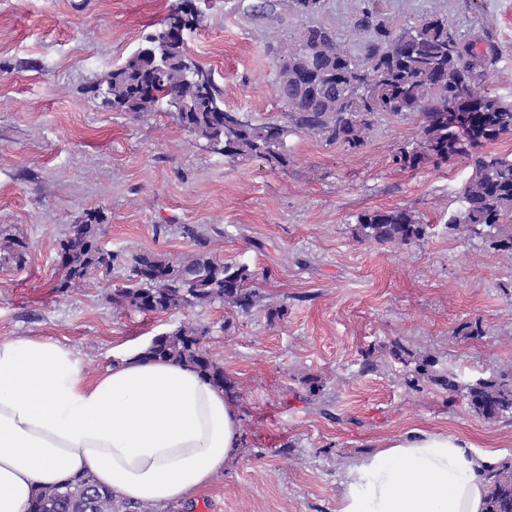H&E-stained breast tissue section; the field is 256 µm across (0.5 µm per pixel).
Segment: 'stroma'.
<instances>
[{
  "label": "stroma",
  "mask_w": 512,
  "mask_h": 512,
  "mask_svg": "<svg viewBox=\"0 0 512 512\" xmlns=\"http://www.w3.org/2000/svg\"><path fill=\"white\" fill-rule=\"evenodd\" d=\"M178 0H0V234L26 243L0 259V336H51L93 378L117 345L142 347L191 323L237 385L238 457L187 512H335L352 461L408 431L461 435L512 458V419L486 421L429 380L411 386L391 355L401 344L466 385L512 369V253L445 224L470 156L394 165L416 115L376 114L362 149L290 134L287 170L230 163L175 114L113 112L87 94L163 24ZM260 0H207L188 54L211 70L224 109L254 124L281 122L276 61L266 46L299 27L252 13ZM393 30L446 17L489 36L500 57L485 86L512 99V0H374ZM360 0H328L319 21L353 56ZM408 206L432 229L403 245L356 238L366 210ZM101 210L106 249L175 258L203 234L218 258L255 270L250 313L223 306L143 314L112 305L116 272L65 291L57 244L84 212ZM286 309L274 316L276 306ZM480 321L483 335L465 325ZM376 368L367 372L365 360ZM319 391H310L308 379Z\"/></svg>",
  "instance_id": "obj_1"
}]
</instances>
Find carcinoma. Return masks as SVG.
I'll return each instance as SVG.
<instances>
[{
	"instance_id": "carcinoma-1",
	"label": "carcinoma",
	"mask_w": 512,
	"mask_h": 512,
	"mask_svg": "<svg viewBox=\"0 0 512 512\" xmlns=\"http://www.w3.org/2000/svg\"><path fill=\"white\" fill-rule=\"evenodd\" d=\"M189 2L177 4L164 28L148 35L121 66L98 80L111 89L112 101L102 106L115 112H150L168 99L187 100L193 111L182 113L180 123L213 152L232 162L259 159L281 170L290 163L283 149L289 134L302 133L357 150L365 145L372 118L379 112L419 118L416 139L393 156L404 168L427 162L440 166L512 134V102L483 85L484 71L497 60L491 44L477 50L482 38L460 34L441 16L425 17L394 32L371 7V0H362L354 22L356 30L368 37L361 59L350 55L330 29L315 21L327 0H264L263 17L278 16L284 5L306 19L273 47L278 57L276 88L287 107L286 122L229 124L223 93L215 82L206 87L196 83L204 67L188 55L186 36L196 28L201 11L195 5L185 11ZM457 109L472 113L468 125L456 127L444 120V113ZM458 202L448 216V231L473 233L492 248L512 253V158L477 154ZM102 224L101 211H88L73 224L70 237L59 243L65 271L61 287L87 285L122 270L127 285L112 295V304L123 310L166 313L218 303L247 314L261 301L258 289L251 287L255 272L246 264L218 259L204 249L207 239L193 229L183 232L195 237L203 249L171 258L148 250L132 255L108 251L100 243ZM429 229L417 211L394 207L359 214L355 234L378 244L407 245L423 239ZM24 248L23 240L13 235L0 242V252L15 258L22 257ZM203 336L205 331L196 326L180 325L145 346L141 357L190 365L212 386L236 398V382L203 349ZM391 353L409 368L412 386L427 378L450 394L465 391L469 409L487 421L512 417V371L462 388L452 375L432 374L434 361L429 358L416 359L399 344ZM131 507L85 473L41 490L29 512H132ZM485 512H512L511 462L489 472Z\"/></svg>"
}]
</instances>
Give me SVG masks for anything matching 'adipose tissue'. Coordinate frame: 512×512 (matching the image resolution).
<instances>
[{"label":"adipose tissue","instance_id":"obj_1","mask_svg":"<svg viewBox=\"0 0 512 512\" xmlns=\"http://www.w3.org/2000/svg\"><path fill=\"white\" fill-rule=\"evenodd\" d=\"M241 448L239 410L192 368L122 350L87 378L51 337H0V512L91 473L122 500L162 505L208 486ZM497 452L412 430L355 459L336 512H484Z\"/></svg>","mask_w":512,"mask_h":512}]
</instances>
